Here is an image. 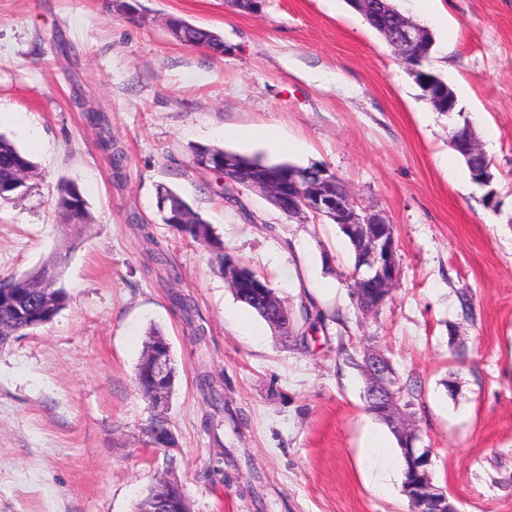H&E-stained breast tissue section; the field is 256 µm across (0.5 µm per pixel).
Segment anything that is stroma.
Segmentation results:
<instances>
[{
  "instance_id": "35a3bbf8",
  "label": "stroma",
  "mask_w": 512,
  "mask_h": 512,
  "mask_svg": "<svg viewBox=\"0 0 512 512\" xmlns=\"http://www.w3.org/2000/svg\"><path fill=\"white\" fill-rule=\"evenodd\" d=\"M394 2L429 29L427 65L454 111L422 99L346 0L248 12L229 0H136L131 12L0 0V135L36 164L24 195L0 199V277L52 266L68 296L50 324L0 349V512H133L168 466L190 512H409L397 440L343 357L368 346L411 383L418 445L458 512H512V0H430L424 13ZM171 16L218 33L224 52L176 41ZM90 106L124 153L121 172ZM464 124L492 161L490 187L450 145ZM256 126L298 150L224 134ZM199 144L327 168L381 211L400 272L382 308L358 311L338 225L288 218L254 190L225 200L193 164ZM64 180L87 202L78 232L56 209ZM162 185L210 222L224 254L291 311L311 299L324 324L275 334L235 299L217 252L164 223ZM176 295L193 299V323ZM153 327L177 369L167 454L146 445L152 409L134 383ZM203 372L224 410L210 407ZM385 462L383 492L370 474Z\"/></svg>"
}]
</instances>
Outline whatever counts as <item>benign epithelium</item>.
<instances>
[{"label": "benign epithelium", "instance_id": "1", "mask_svg": "<svg viewBox=\"0 0 512 512\" xmlns=\"http://www.w3.org/2000/svg\"><path fill=\"white\" fill-rule=\"evenodd\" d=\"M381 35L394 49L398 59L406 60L415 50L426 43L423 28L404 17L390 27L380 29ZM425 96L441 106L448 103V111L455 107V97L451 89L438 81L424 84ZM462 151L471 161L473 181L482 186L491 184L494 175L490 165L483 163L484 150L479 141L470 138L461 145ZM195 166L211 172L217 168L224 170V186L235 194L245 188L258 190L265 195L271 205L284 214L311 216L327 219L340 225L348 235L360 244L361 260L355 278L360 284L379 283L382 289L391 290L398 277L393 236L389 235L390 224L376 210L358 203L353 195L342 186L340 179L330 171L312 167L299 171L286 169L263 177H253L246 167L234 158L203 154L194 158ZM224 280L229 287L267 302L266 286L241 271L231 258L224 257ZM0 306L12 309L24 329L34 323L29 320L27 308L20 298L8 291L0 293ZM366 371L369 382V399L381 408L392 428L403 440V455L415 468H428V450L415 447L418 439L415 425L408 419L400 406V396L396 372L391 361L379 351L366 350ZM150 385L147 393L156 414L164 417L169 405V388L174 380L171 364L170 345L158 342L148 365ZM147 446L171 450L174 436L170 428L161 429L154 424L146 429ZM409 498L426 507V512H456L447 491L436 486L429 474H421L417 482L405 488Z\"/></svg>", "mask_w": 512, "mask_h": 512}]
</instances>
